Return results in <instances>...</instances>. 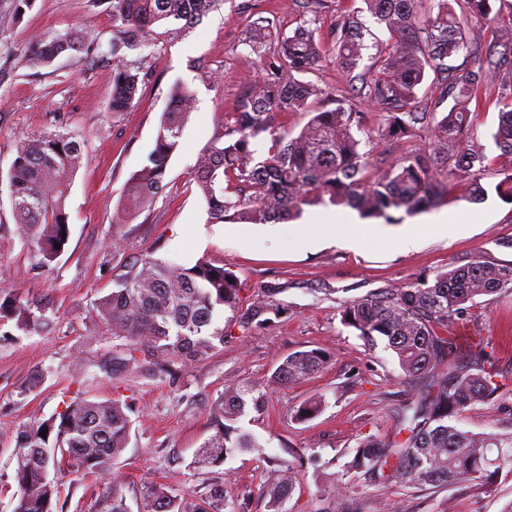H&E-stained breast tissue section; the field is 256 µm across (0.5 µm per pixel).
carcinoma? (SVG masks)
<instances>
[{
	"label": "carcinoma",
	"instance_id": "1",
	"mask_svg": "<svg viewBox=\"0 0 512 512\" xmlns=\"http://www.w3.org/2000/svg\"><path fill=\"white\" fill-rule=\"evenodd\" d=\"M364 6L337 9L328 35L320 34L327 0H295V27L277 31L264 17L248 21L243 43L256 56L260 81L244 88L210 145L200 154L193 180L211 224H268L293 221L304 207L345 206L364 219L398 221L396 213H420L444 204L452 187L478 203L487 196L481 185L492 162L475 145V117L483 92L498 81L503 62L512 59V28L482 46L468 32L469 21L487 18L492 0H362ZM224 0H112L111 112L136 106L149 80L143 65L124 60L123 49L150 39L164 28L172 39L186 34ZM369 14L389 33L374 37L364 20ZM84 42L69 34L42 36L26 55L34 66L80 52ZM480 49L477 69L448 77L449 58ZM339 70L346 94L337 97L302 76L324 63ZM430 105L421 107L419 91L429 75ZM170 107L162 113L147 162L134 172L120 214L128 219L148 207L164 188L169 160L195 104L187 87L170 89ZM378 109L370 138L409 148L379 168L363 149L366 113L356 99ZM451 105L438 111L446 101ZM502 109L492 138L500 156L512 159V99ZM306 119L293 132L279 118ZM427 136L420 138V132ZM81 143L55 131L20 141L7 173L16 224L38 249L39 265L50 266L69 233L67 200L81 165ZM496 196L512 204V166L500 165ZM115 288L95 303L97 316L112 336L148 353L156 364L174 358L194 362L224 346V312L243 330L268 326L285 309L274 303L276 289L244 303L237 277L200 259L191 267L145 254L114 278ZM512 290V261L475 258L432 276L390 288L371 298L353 300L341 311V323L374 344L386 342L404 375L425 382L414 397L393 411L397 439L369 436L345 464L382 487L400 489L456 485L474 488L501 476L512 477V432L474 433L453 420L467 407L486 403L498 392L492 353L483 345L460 352L448 325L471 314L479 299ZM47 309L21 295L0 303V327L12 322L25 334L50 325ZM327 356L317 350L292 353L278 366L272 383L287 384L319 372ZM270 387L243 382L224 389L215 434L198 449L193 465L206 469L234 453L261 447L237 423L247 406L261 410ZM324 400L302 403L295 418L310 420ZM127 403L114 398H76L42 428L18 437L14 480L18 499L13 512H53L59 479L68 473L104 474L127 448L131 420ZM296 480L286 467L265 486L269 512H282ZM153 512H186L166 484L148 488ZM223 488L212 486L195 512H221Z\"/></svg>",
	"mask_w": 512,
	"mask_h": 512
}]
</instances>
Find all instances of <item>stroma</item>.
I'll use <instances>...</instances> for the list:
<instances>
[{"label":"stroma","mask_w":512,"mask_h":512,"mask_svg":"<svg viewBox=\"0 0 512 512\" xmlns=\"http://www.w3.org/2000/svg\"><path fill=\"white\" fill-rule=\"evenodd\" d=\"M270 18L287 29L292 0H226L223 8L177 41L158 35L127 51L151 76L142 97L127 112H110L112 64L79 53L59 56L51 66L30 67V40L48 34H93L108 46L116 32L104 0H34L16 14L14 0H0V174L7 173L20 139L44 131H68L84 141L83 161L68 201L69 239L49 269L15 224L7 183L0 182V297L28 296L46 307L52 326L27 335L0 327V512H13L18 491L16 437L62 412L76 397L126 400L132 421L128 448L108 474H71L53 503L55 512H109L120 490L127 512H147L148 488H176L185 507H194L211 485L224 487V503L240 512H267L264 486L292 453L317 458L324 474L338 475L362 512H502L512 502V478L478 488L448 486L400 491L381 488L362 475L345 473L358 443L395 434L392 409L412 397L416 379L404 377L391 350L369 346L344 326L340 311L350 301L414 282L475 257L512 261V205L496 195L468 204L450 193L447 204L411 216L418 225L439 224L410 251L382 239L368 248L309 243L315 208L289 223L211 224L206 203L190 180L197 157L212 141L240 92L260 72L243 44L250 15ZM204 60L219 75L203 83L190 64ZM195 94L179 146L168 163L165 188L132 221L116 224L125 185L152 149L174 81ZM512 97V81L494 84L476 117L479 144L488 156L498 123V98ZM470 210L477 219L458 224ZM186 266L205 259L233 272L242 295L253 299L264 288L286 313L268 328L224 339L223 348L189 365L172 362L162 372L142 352L116 362L111 330L94 304L111 292L114 277L142 254ZM448 333L459 345L480 343L494 355L499 396L467 407L460 427L475 433L512 432V290L485 297L467 320ZM319 349L330 357L319 373L272 389L263 411H247L244 430L262 449L235 455L206 471L195 470L194 454L214 434L224 389L248 381L266 385L288 354ZM325 401L320 415L297 421L295 409L312 397ZM288 512H340L341 500L321 497L313 473L298 476Z\"/></svg>","instance_id":"1"}]
</instances>
